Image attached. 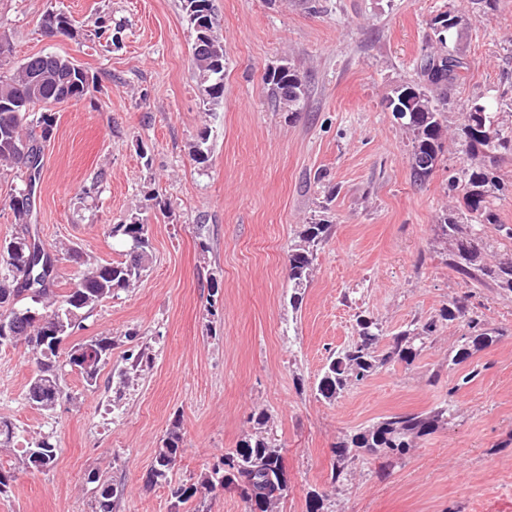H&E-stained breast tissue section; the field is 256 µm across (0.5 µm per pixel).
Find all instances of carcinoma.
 Returning a JSON list of instances; mask_svg holds the SVG:
<instances>
[{
  "label": "carcinoma",
  "mask_w": 512,
  "mask_h": 512,
  "mask_svg": "<svg viewBox=\"0 0 512 512\" xmlns=\"http://www.w3.org/2000/svg\"><path fill=\"white\" fill-rule=\"evenodd\" d=\"M187 16L202 21V33L210 47L224 50V43L214 34L212 0H183ZM461 17L446 11L434 18L430 27L437 35L440 47L421 54L414 65L413 78L389 98L391 111L403 108V125L412 133L413 150L410 155L414 181L423 183L434 171L444 148L443 117L448 110V85L460 78L464 62L448 53L446 36ZM44 22L46 30L67 35L72 19L64 12H49ZM224 58L218 62L193 59L199 79L201 99L209 110L216 109L224 99ZM271 96L278 102H288V111L299 112L304 107L306 82L296 69L281 66L265 77ZM95 91L94 78L81 66L58 55L45 63L31 56L13 70L0 72V168L27 169L41 161L43 144L51 139L55 116L50 107L68 100H80ZM466 119L461 128L465 159L463 165L448 176V192L460 194L467 211V225L460 224L448 214L438 225L439 235L454 242V251L448 265L459 275L488 283L504 293L512 294V261L487 265L482 261L485 225L512 238V228L500 224L494 201L512 195V190L498 175L497 163L501 156L512 155V131L499 125L496 115L479 103L465 109ZM209 136L203 131L191 146L192 160L204 164L209 160ZM27 178V186L35 187L36 177ZM25 186V187H27ZM25 187L15 189L8 202L18 230L4 241L0 248V322L14 321L18 332L14 336L0 333V348L23 340L30 347L36 372L26 391L27 401L36 408L49 412L60 398L72 396L62 384L63 370L78 372L85 384H97L101 369L106 365L114 346L110 336L101 335L90 341L94 357L86 361L71 354L61 356L48 331L55 323L48 317L64 318L63 335L76 327L78 317L99 302L121 290L135 285L146 272L149 263L151 230L146 220L133 214L129 222L110 224L106 233L119 241L125 259L117 262H92L74 249L66 250V257L85 267L81 277L61 296L55 294L60 278L63 257L50 253L42 243L37 225L31 222L30 196ZM330 234V225L313 222L303 225L298 241L291 245L288 259V279L292 284L289 303L300 308L303 294L310 282L313 263L319 245ZM460 320L467 327L458 339L452 356L453 364L466 362L474 352L491 346L496 331L484 327L479 317L469 314L467 305L453 300L427 321L416 320L392 337L386 349L379 324L371 317L356 318V336L341 351L332 354L323 368L316 386L322 399L332 402L355 385L362 384L390 361L412 364L440 327ZM452 405L444 401L425 413L393 414L354 429L332 448L331 480L336 483L346 478L347 468L363 454L376 457H402L415 440L427 436L448 424ZM270 417L265 412L251 416L254 434L241 440L236 448L213 463L211 471L200 475L195 483L180 484L170 489L174 507L186 506L201 490L210 492L217 487L229 488L234 482L252 485V494L245 498L250 512H273L275 504L288 492L275 487L265 479L269 470L283 465L282 446L268 428ZM183 451V436L179 418H174L161 440L150 468L149 484H169V473ZM26 466L46 470L54 466L57 448L51 436L42 435L24 448ZM95 484L92 512H112V502L119 488L96 473L88 475Z\"/></svg>",
  "instance_id": "cac0c4a2"
}]
</instances>
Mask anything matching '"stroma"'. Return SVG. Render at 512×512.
I'll use <instances>...</instances> for the list:
<instances>
[{"label":"stroma","mask_w":512,"mask_h":512,"mask_svg":"<svg viewBox=\"0 0 512 512\" xmlns=\"http://www.w3.org/2000/svg\"><path fill=\"white\" fill-rule=\"evenodd\" d=\"M224 42V100L206 111L191 61L182 0H0V68L34 54L68 57L97 81L93 95L56 105L33 221L50 250L120 259L108 225L141 213L153 259L141 282L85 314L71 343L100 334L115 345L97 385L65 372L71 398L43 412L25 399L34 373L25 342L0 348V420L16 437L0 465L16 479L0 512H91L95 471L120 490L112 512H172L170 485L196 482L252 431L263 411L283 446L288 495L277 512H512V295L463 279L436 226L458 198L457 133L472 103L512 127V0H213ZM455 10L448 51L469 65L450 87L445 150L424 183L411 175V135L385 108L435 37L431 19ZM61 10L76 32L49 38ZM306 78L302 111L268 96L266 73ZM210 132V160L190 146ZM100 191L86 196L96 173ZM158 192L167 212L142 210ZM332 226L302 305L292 309L288 251L302 225ZM219 293L208 313L210 280ZM498 331L466 362H451L461 322L444 324L412 363L392 361L334 402L315 386L328 357L350 343L356 317L384 340L452 300ZM150 367L121 384L129 354ZM450 401L447 425L399 459L360 456L330 480L344 434L392 414ZM180 419L184 451L169 484L146 477ZM39 434L57 446L49 470L27 468Z\"/></svg>","instance_id":"35a3bbf8"}]
</instances>
